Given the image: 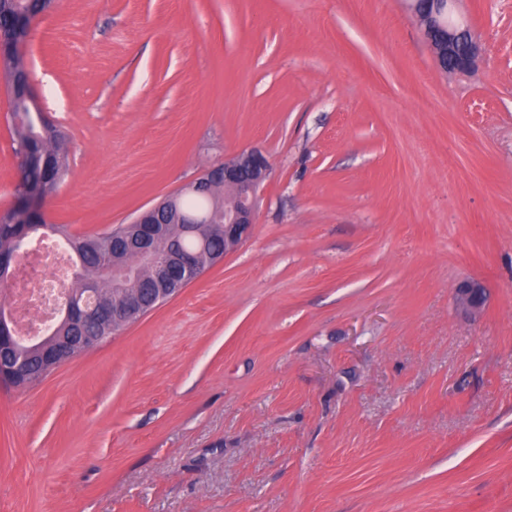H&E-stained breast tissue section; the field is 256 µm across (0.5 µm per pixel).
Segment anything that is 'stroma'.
I'll return each instance as SVG.
<instances>
[{"label":"stroma","instance_id":"obj_1","mask_svg":"<svg viewBox=\"0 0 512 512\" xmlns=\"http://www.w3.org/2000/svg\"><path fill=\"white\" fill-rule=\"evenodd\" d=\"M56 0L21 49L69 172L46 223H129L270 162L249 237L25 389L0 512H512V0ZM0 79V209L17 199ZM484 281L476 319L454 290ZM417 3H426L422 13L428 14L429 25L425 30L431 42H440L443 32L447 35L446 42H441L445 56L439 54L436 45H432L440 67L448 72V68L454 72L463 73L471 71L480 53V47L471 37L467 24L457 22L449 15V4L454 0H413ZM448 7V8H447ZM448 65V67H447Z\"/></svg>","mask_w":512,"mask_h":512}]
</instances>
